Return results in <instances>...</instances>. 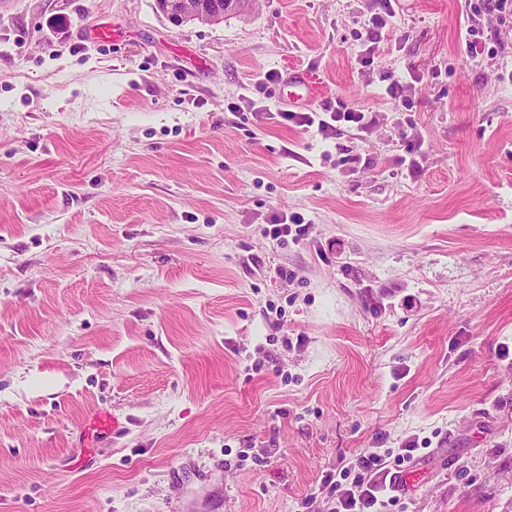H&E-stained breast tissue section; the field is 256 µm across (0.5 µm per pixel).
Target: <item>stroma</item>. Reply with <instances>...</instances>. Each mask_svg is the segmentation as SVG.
Masks as SVG:
<instances>
[{
  "label": "stroma",
  "mask_w": 512,
  "mask_h": 512,
  "mask_svg": "<svg viewBox=\"0 0 512 512\" xmlns=\"http://www.w3.org/2000/svg\"><path fill=\"white\" fill-rule=\"evenodd\" d=\"M466 4L0 0V512H330L414 438L390 512H512V27L471 58ZM297 69L377 126L265 119ZM209 1L217 0H156V4L163 14L176 20L196 21L205 17H220L219 4H210ZM215 10L216 12H214ZM287 220L288 217L286 216L279 219L277 224L265 226L263 229L264 234L279 240L281 243L288 241V237L290 236L291 240L294 242L305 240L310 224H305L304 217L301 215H292L290 217L291 224H288Z\"/></svg>",
  "instance_id": "35a3bbf8"
}]
</instances>
